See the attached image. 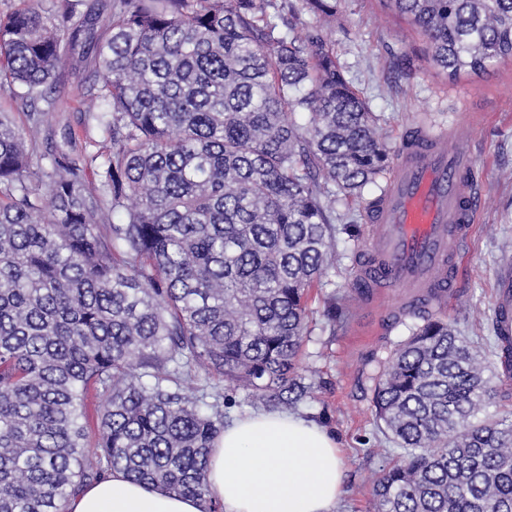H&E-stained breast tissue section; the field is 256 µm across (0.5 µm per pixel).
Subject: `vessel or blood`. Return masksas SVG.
Wrapping results in <instances>:
<instances>
[{
	"mask_svg": "<svg viewBox=\"0 0 512 512\" xmlns=\"http://www.w3.org/2000/svg\"><path fill=\"white\" fill-rule=\"evenodd\" d=\"M473 173L469 151L449 147L445 134L424 128L402 140L357 268L363 302L400 291L390 308L398 317L443 307L455 297L480 207Z\"/></svg>",
	"mask_w": 512,
	"mask_h": 512,
	"instance_id": "b4317fda",
	"label": "vessel or blood"
}]
</instances>
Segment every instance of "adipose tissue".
<instances>
[{
  "label": "adipose tissue",
  "instance_id": "adipose-tissue-1",
  "mask_svg": "<svg viewBox=\"0 0 512 512\" xmlns=\"http://www.w3.org/2000/svg\"><path fill=\"white\" fill-rule=\"evenodd\" d=\"M205 479L223 512H334L343 494L335 434L282 412L246 414L225 424ZM66 512H203V504L115 472L72 498Z\"/></svg>",
  "mask_w": 512,
  "mask_h": 512
}]
</instances>
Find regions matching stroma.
Masks as SVG:
<instances>
[{
	"label": "stroma",
	"instance_id": "1",
	"mask_svg": "<svg viewBox=\"0 0 512 512\" xmlns=\"http://www.w3.org/2000/svg\"><path fill=\"white\" fill-rule=\"evenodd\" d=\"M336 11L335 23L325 27L323 35L345 78L374 112L378 133L389 149L397 150L407 130L422 125L447 131L450 146H465L474 158L481 209L458 293L443 313L456 319L465 335L488 345L501 282L512 274V61L451 80L420 55L423 38L408 20L380 0H336ZM88 67L85 60L69 63L55 94L60 109L47 113L43 123L56 138L63 127H70L79 152L100 137L78 103V82ZM379 194L378 187L370 186L362 201L337 203V216L357 219L359 234H337L336 266L308 303L301 364L314 391L297 412L333 431L341 445L344 494L335 512H375L374 480L383 467L400 458L398 450L388 449L377 428L373 378L416 318L402 317L370 336L352 333L361 317L354 287L369 230L364 204Z\"/></svg>",
	"mask_w": 512,
	"mask_h": 512
}]
</instances>
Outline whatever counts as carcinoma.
Returning a JSON list of instances; mask_svg holds the SVG:
<instances>
[{
    "mask_svg": "<svg viewBox=\"0 0 512 512\" xmlns=\"http://www.w3.org/2000/svg\"><path fill=\"white\" fill-rule=\"evenodd\" d=\"M303 2L336 22V0ZM387 4L450 78L512 60V0ZM298 14L291 0L0 12V90L29 109L25 131L0 113V512H65L115 470L212 512L216 382L272 410L310 397L306 298L335 263L336 200L375 182L389 150ZM77 48L93 53L79 95L99 103L101 148L39 156ZM417 318L375 377L380 431L401 451L375 481L377 512H512V415L475 420L512 340L483 355L447 318ZM91 391L106 400L93 443Z\"/></svg>",
    "mask_w": 512,
    "mask_h": 512,
    "instance_id": "carcinoma-1",
    "label": "carcinoma"
}]
</instances>
